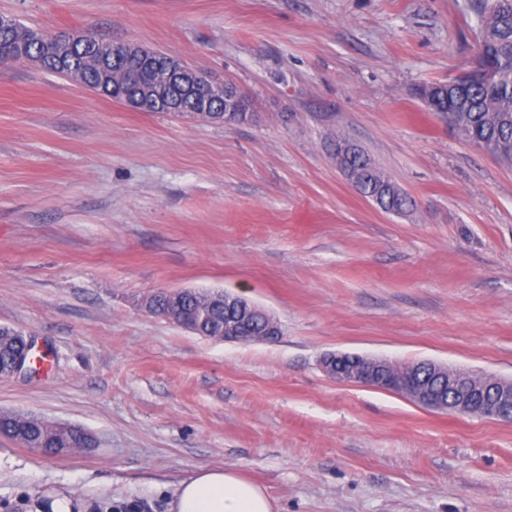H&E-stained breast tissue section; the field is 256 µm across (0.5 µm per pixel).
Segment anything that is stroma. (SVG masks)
Wrapping results in <instances>:
<instances>
[{"label":"stroma","instance_id":"stroma-1","mask_svg":"<svg viewBox=\"0 0 512 512\" xmlns=\"http://www.w3.org/2000/svg\"><path fill=\"white\" fill-rule=\"evenodd\" d=\"M473 5L0 0L28 27L159 49L255 112L136 111L0 69V326L50 354L0 377V412L89 437L47 455L0 434V512L64 491L88 512H170L202 467L259 483L278 512H512V423L320 366L348 352L512 378V165L416 94L466 69ZM339 137L416 209L360 195ZM176 289L241 295L280 334L224 342L144 308Z\"/></svg>","mask_w":512,"mask_h":512}]
</instances>
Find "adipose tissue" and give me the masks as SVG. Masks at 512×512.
<instances>
[{"label": "adipose tissue", "instance_id": "adipose-tissue-1", "mask_svg": "<svg viewBox=\"0 0 512 512\" xmlns=\"http://www.w3.org/2000/svg\"><path fill=\"white\" fill-rule=\"evenodd\" d=\"M170 507L171 512H277L263 487L224 468L199 469L180 483Z\"/></svg>", "mask_w": 512, "mask_h": 512}]
</instances>
